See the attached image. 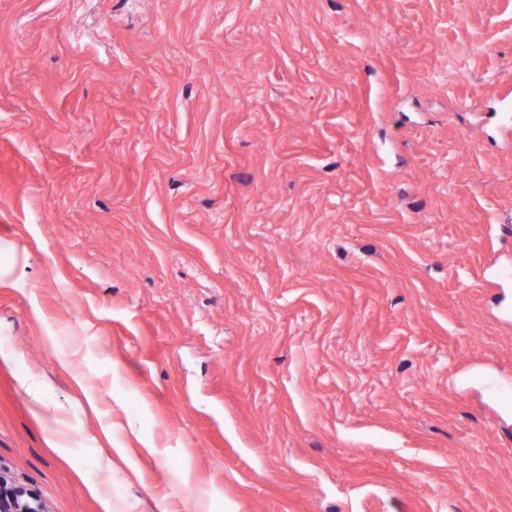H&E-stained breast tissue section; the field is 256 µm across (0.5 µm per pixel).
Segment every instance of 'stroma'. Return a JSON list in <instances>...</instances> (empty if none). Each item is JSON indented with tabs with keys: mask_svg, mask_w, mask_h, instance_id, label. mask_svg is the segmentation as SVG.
Instances as JSON below:
<instances>
[{
	"mask_svg": "<svg viewBox=\"0 0 512 512\" xmlns=\"http://www.w3.org/2000/svg\"><path fill=\"white\" fill-rule=\"evenodd\" d=\"M508 95L512 0H0V473L512 512Z\"/></svg>",
	"mask_w": 512,
	"mask_h": 512,
	"instance_id": "stroma-1",
	"label": "stroma"
}]
</instances>
